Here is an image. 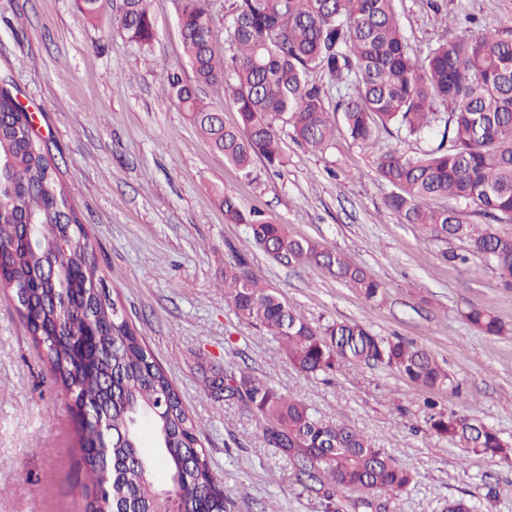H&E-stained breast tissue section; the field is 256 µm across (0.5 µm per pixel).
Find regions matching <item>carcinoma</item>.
<instances>
[{"label": "carcinoma", "instance_id": "cac0c4a2", "mask_svg": "<svg viewBox=\"0 0 512 512\" xmlns=\"http://www.w3.org/2000/svg\"><path fill=\"white\" fill-rule=\"evenodd\" d=\"M149 0H121L120 26L142 50L155 38ZM396 0H232L229 41L215 49L210 0H181L178 23L194 74L189 84L175 72L161 76L166 96L187 112L200 135L224 160L250 175L256 160L283 165L279 126L314 152L332 144L336 128L361 145L384 131L438 143L415 155L394 146L376 160L395 192L386 205L408 224L438 241L460 239L495 265L512 286V235L469 224L440 200L472 206L488 218L512 223V32L460 31L415 53L396 19ZM328 77L336 96L313 79ZM214 89L207 102L197 86ZM233 97L239 126L224 125V95ZM0 288L20 303L19 314L54 380L78 405L101 410L112 444L96 447V423L81 421L83 465L91 484L86 512H228L221 479L213 471L180 396L151 350L115 314L116 302L93 294L103 279L89 258L90 244L69 206L56 167L11 95L0 92ZM224 220L244 224L267 254L319 267L380 303L376 277L318 240L297 236L261 209L242 208L222 193ZM37 220L33 242L18 225ZM52 264L57 280L38 272ZM224 298L236 315L277 338L288 362L317 375L343 367L380 365L424 392L458 389L426 350L401 338H385L359 323L312 325L230 249L224 261ZM465 320L487 336L512 335L487 306H472ZM224 401L248 406L260 422L259 439L288 456L304 488L325 512H386L385 503L407 489L413 473L371 437L343 422L329 424L309 406L249 370L227 368ZM426 423L438 436L470 454L507 462L512 455L495 429L428 399ZM151 424L154 456L141 449V422ZM139 453L140 463L133 462ZM163 460L168 494L151 479ZM107 485L111 500L99 498Z\"/></svg>", "mask_w": 512, "mask_h": 512}]
</instances>
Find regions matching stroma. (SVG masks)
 Segmentation results:
<instances>
[{"label": "stroma", "instance_id": "1", "mask_svg": "<svg viewBox=\"0 0 512 512\" xmlns=\"http://www.w3.org/2000/svg\"><path fill=\"white\" fill-rule=\"evenodd\" d=\"M437 2L433 9L427 0H397L413 50L453 37L467 15L483 28L512 29V0ZM118 3L99 0L87 19L76 0H0V85L33 114L101 274L178 390L233 512L325 508L262 443L250 409L209 389L228 367L250 370L395 455L415 481L388 512H442L446 499L461 496L478 512H512V465L466 456L430 431L414 385L381 366L318 377L297 371L278 357L273 336L236 316L222 281L234 248L310 322H360L426 349L460 384L434 400L511 443L512 338L482 335L462 314L486 305L512 327V287L469 255L466 242L429 240L387 207L392 188L375 169L387 135L357 146L340 130L320 153L283 128L284 166L259 162L243 176L162 93L165 71L193 78L180 0H150L156 36L146 52L127 42ZM219 190L375 273L383 302L319 268L271 258L245 225L225 223ZM79 455L72 399L51 381L12 292L0 289V512H85Z\"/></svg>", "mask_w": 512, "mask_h": 512}]
</instances>
